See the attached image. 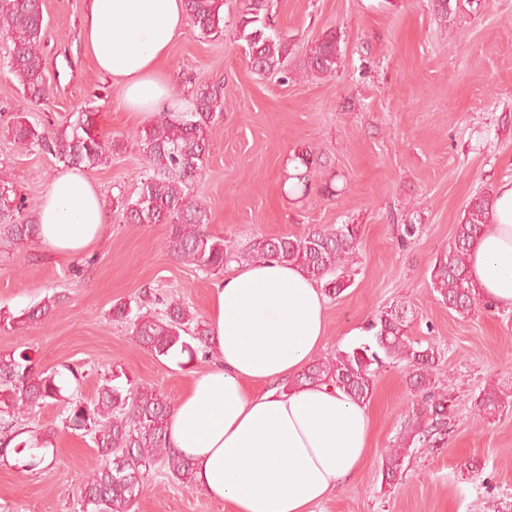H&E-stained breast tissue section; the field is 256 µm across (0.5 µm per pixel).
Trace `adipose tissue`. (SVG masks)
<instances>
[{
  "label": "adipose tissue",
  "mask_w": 512,
  "mask_h": 512,
  "mask_svg": "<svg viewBox=\"0 0 512 512\" xmlns=\"http://www.w3.org/2000/svg\"><path fill=\"white\" fill-rule=\"evenodd\" d=\"M186 19L184 0H89L84 46L141 116L180 106L161 68ZM104 223L99 188L82 170H56L38 243L72 259L99 242ZM468 270L484 300L512 309V184L499 189ZM208 327L211 365L173 409L171 454L191 462L197 486L228 512H314L359 472L371 430L366 406L340 389L286 387L324 343L321 290L294 265L241 264L214 283Z\"/></svg>",
  "instance_id": "adipose-tissue-1"
}]
</instances>
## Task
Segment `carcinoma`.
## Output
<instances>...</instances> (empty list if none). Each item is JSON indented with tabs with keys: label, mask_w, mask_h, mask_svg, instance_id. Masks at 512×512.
<instances>
[{
	"label": "carcinoma",
	"mask_w": 512,
	"mask_h": 512,
	"mask_svg": "<svg viewBox=\"0 0 512 512\" xmlns=\"http://www.w3.org/2000/svg\"><path fill=\"white\" fill-rule=\"evenodd\" d=\"M224 0H185L186 14L205 37L224 31L220 14ZM273 0H242L237 21L238 39L245 42L251 69L261 76L282 75L288 81V44L268 33ZM44 25L43 0H0V32L12 39L10 73L35 102L48 92L49 78L40 51ZM341 40L328 34L309 49L306 67L318 74H331L340 63ZM194 112H164L154 123L142 128L140 141L145 153V175L138 196L121 204L126 222L168 226V251L182 261L208 272L224 265L248 260L276 259L299 267L308 277L324 282L325 291L338 296L351 286L349 266L357 248V227L340 224L329 229H312L303 236L257 237L238 252L208 230L205 205L191 195V184L203 167L209 130L224 117V105L217 91L207 85L196 88ZM96 113H78L66 128L49 137L35 127L18 124L14 139L26 150L43 149L66 167L94 168L107 161V149L114 140H105L96 127ZM492 195L473 196L463 211L448 249L437 257L432 270L433 288L442 304L467 314L479 305L480 293L470 281L467 260L472 246L491 223ZM38 216L17 199L12 183L0 180V246H12L35 236ZM60 302V296H47L18 316L17 323H36ZM410 310L395 304L375 315L367 331L372 343L339 350L330 358L313 361L288 383L298 389L307 383L322 382L342 389L357 402L369 400L374 388L373 365L387 359L408 369L413 391L428 390L423 411L407 422L389 449L383 478L393 482L400 477L410 448L435 447L444 443L450 414L448 397L433 392L431 378L437 374L441 350L434 344L408 336ZM112 316L129 320L139 343L158 357L175 352L197 357L206 347L209 330L205 321L180 303H169L159 316L132 314L128 303L112 306ZM64 386L58 371H39L30 357L0 355V460L7 461L22 449L12 446L19 435L15 419L25 410L63 398ZM503 389L484 390L477 407L485 414L506 409ZM173 406L152 386L127 389L103 384L97 400L86 403L70 397L62 428L94 433L102 461L86 481L83 512H131L139 496L145 469L156 462L167 464L172 476L189 485L192 464L167 451L166 431Z\"/></svg>",
	"instance_id": "cac0c4a2"
}]
</instances>
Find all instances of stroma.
I'll list each match as a JSON object with an SVG mask.
<instances>
[{
    "label": "stroma",
    "mask_w": 512,
    "mask_h": 512,
    "mask_svg": "<svg viewBox=\"0 0 512 512\" xmlns=\"http://www.w3.org/2000/svg\"><path fill=\"white\" fill-rule=\"evenodd\" d=\"M238 0H224V33L200 36L185 25L163 74L189 111L195 87L217 89L224 120L208 138L191 190L210 214L209 230L245 249L260 236H300L339 224L358 227L353 282L327 298V338L319 357L368 342L367 322L383 308L412 309V339L440 348L438 390L447 393L451 430L444 445L411 449L402 480L382 476V462L405 421L421 407L405 367L377 368L366 403L368 457L359 473L315 512H512V408L479 411L482 391L512 390V310L478 306L461 315L438 300L432 265L452 242L468 201L512 182V0H451L441 18L433 0H274L270 34L288 43L283 82L248 67L237 39ZM88 0H44L41 50L50 78L38 102L9 74L11 42L0 34V175L38 206L58 161L15 144L14 122L52 133L93 110L100 133L120 141L108 163L88 170L104 201L106 227L84 256L60 260L29 241L0 253V355L26 351L37 369L62 374L66 393L89 402L105 381L153 385L178 402L191 363L158 357L140 344L113 304L160 314L169 300L207 315L218 276L172 256L163 224H129L121 200L136 197L145 159V119L125 106L119 87L84 49ZM341 37L335 73L302 72L308 49L326 32ZM323 159L294 192L295 153ZM334 177L338 192L319 188ZM420 232L404 241V227ZM61 303L41 323H5L51 294ZM63 403L23 413L29 431L57 427L48 460L0 465V512H78L82 491L100 462L90 433L61 429ZM132 512H226L195 486L175 482L164 463L145 475Z\"/></svg>",
    "instance_id": "obj_1"
}]
</instances>
